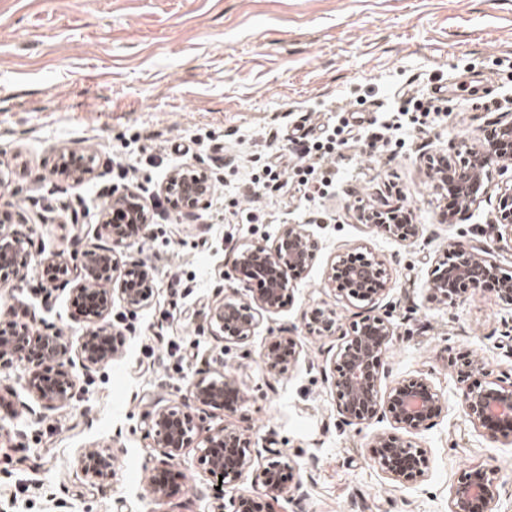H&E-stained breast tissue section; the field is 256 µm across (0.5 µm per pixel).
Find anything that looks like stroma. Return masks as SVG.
Here are the masks:
<instances>
[{
	"instance_id": "obj_1",
	"label": "stroma",
	"mask_w": 512,
	"mask_h": 512,
	"mask_svg": "<svg viewBox=\"0 0 512 512\" xmlns=\"http://www.w3.org/2000/svg\"><path fill=\"white\" fill-rule=\"evenodd\" d=\"M419 94L447 112L383 149L344 148L331 196L277 206L249 195L245 178L273 152L269 131L315 132L340 108L364 126L379 107ZM511 111L512 0H0V168L9 180L0 220H27L36 247L68 249L72 227L58 215L67 204L83 214L86 244L109 245L98 224L102 187L152 188L177 165L236 159L195 221L172 223L167 209L148 238L123 249V260L155 266L157 298L134 316L113 308L122 353L80 376L69 407L28 413L30 367L0 366V512H56L55 496L75 512H216L219 478L191 448L167 497L153 500L146 474L161 456L141 423L149 404L180 403L205 371L237 377L247 400L207 409L204 428H252L293 467L275 512H448L450 488L469 468L496 472L498 510L512 512V442L489 444L472 428L448 366L449 352L467 351L490 377L512 374V312L487 291L448 307L424 303L428 260L449 239L493 240L489 203L442 222L446 200L424 158L474 141ZM61 149L93 155V175L78 185L55 176ZM362 206L409 209L423 234L399 244L358 220ZM250 211L258 222L245 223ZM284 224L311 225L322 243L292 303L247 342L212 336L210 304L243 289L232 277L238 248ZM360 245L389 262V380L430 371L448 405L419 437L430 475L408 487L385 479L365 434L340 421L325 377L333 342L304 328L314 306L335 308L345 326L358 320L360 308L324 278L334 255ZM43 272L31 263L18 290L0 289V307L77 341L89 325L71 286L46 284ZM271 330L303 346V360L279 377L260 360ZM87 448L111 449L110 479L82 477L75 459Z\"/></svg>"
}]
</instances>
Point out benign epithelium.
Masks as SVG:
<instances>
[{"label": "benign epithelium", "instance_id": "benign-epithelium-1", "mask_svg": "<svg viewBox=\"0 0 512 512\" xmlns=\"http://www.w3.org/2000/svg\"><path fill=\"white\" fill-rule=\"evenodd\" d=\"M94 157L89 155L77 164L71 155L59 153L56 169L73 182H82L93 174ZM425 167L438 191H452L456 208L443 216L448 223L462 211L485 200L495 199L491 224L496 235L493 247L467 246L451 240L431 262L426 282V301L451 306L484 290L486 284H497L499 304L512 310V272L497 260L503 250L502 241L512 242V113L502 112L490 119L478 143L466 150L437 153L427 158ZM160 192L173 205L185 212L208 207L212 195L210 172L199 164H185L173 169L160 185ZM132 191L112 194L109 207L100 212L112 238V246H91L69 253L58 250L49 256L31 253L28 239L10 224L0 225V288L19 287L31 262H42L70 272L77 294L93 293L97 306L92 312L94 329L82 337L77 346L57 333L30 338L24 329L8 323L0 329V354L8 353L19 363L63 360L89 372L118 356L120 346L113 340L114 329L108 320L115 302L131 312L149 307L155 297L157 276L153 267L136 262L120 269L116 248L132 244L127 225L148 222ZM127 213L126 223H111L110 209ZM358 218L386 236L403 244L412 243L421 234V225L412 214L382 215L378 208H361ZM321 244L307 224H284L275 239L254 242L241 248L233 261V272L261 287L241 300L224 297L209 307L208 322L212 335L227 343L249 341L263 320L281 311L290 299L292 282L309 272L316 263ZM388 261L371 251L357 248L336 256L327 273V287L350 305H360L366 314L348 328L338 323L336 310L314 307L306 315L308 330L318 336H341L333 355L330 376L326 377L336 400V412L343 421L363 431L377 423L389 427L373 431L367 439L370 459L381 474L396 486L424 480L430 468L428 450L415 436L429 428L447 406L443 394L430 378L421 372L407 378L386 379L384 357L395 333L387 310L380 301L388 292ZM303 347L292 336H277L269 330L261 363L266 373L282 375L297 366ZM458 383V400L472 428L496 442L512 435V381L493 379L473 382L471 378L483 369L481 359L470 357L464 364L448 358ZM25 390L44 410H57L70 405L77 393V376L59 370L45 377L32 375ZM245 402V394L237 379L207 372L189 382L180 406L151 407L142 415L153 447L162 456L161 463L172 466L184 451L196 445L198 465L209 473H219L229 488V505L219 509L230 512H270V502L282 496L285 488L280 475L288 468L281 451L259 450L253 434L245 429L224 426L200 435V428L187 406L227 408V404ZM77 469L91 485L112 475V449L89 448L78 454ZM260 470L264 491L256 496H237V485L252 469ZM500 487L495 474L486 469L463 471L450 489L448 512H497Z\"/></svg>", "mask_w": 512, "mask_h": 512}]
</instances>
